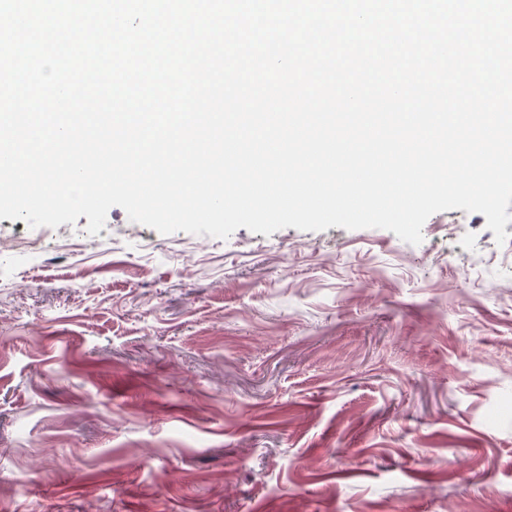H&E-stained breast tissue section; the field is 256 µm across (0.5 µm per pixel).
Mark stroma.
<instances>
[{"label": "stroma", "instance_id": "1", "mask_svg": "<svg viewBox=\"0 0 512 512\" xmlns=\"http://www.w3.org/2000/svg\"><path fill=\"white\" fill-rule=\"evenodd\" d=\"M0 219V512H512V222Z\"/></svg>", "mask_w": 512, "mask_h": 512}]
</instances>
